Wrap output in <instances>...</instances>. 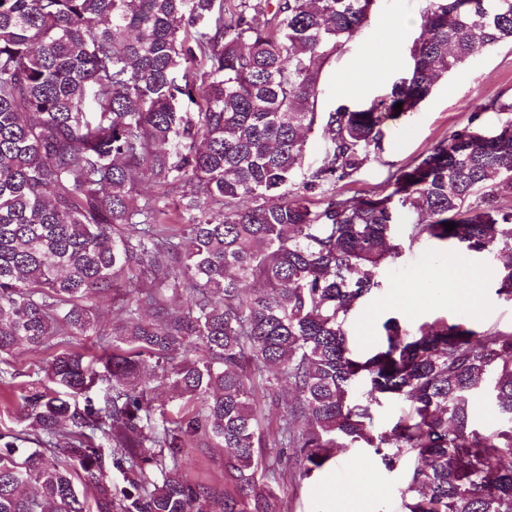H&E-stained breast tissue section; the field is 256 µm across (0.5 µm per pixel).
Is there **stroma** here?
<instances>
[{"mask_svg":"<svg viewBox=\"0 0 512 512\" xmlns=\"http://www.w3.org/2000/svg\"><path fill=\"white\" fill-rule=\"evenodd\" d=\"M424 0H378L369 23L322 72V94L318 109L328 112L339 104H369L382 95L409 64V49L418 37L419 13ZM404 22L398 39L390 34L395 22ZM512 101V44L474 53L465 66L436 84L418 112L388 123L384 152L371 161L354 181L340 186L345 196L388 193L390 177L398 168L429 151L454 131L478 118L486 131L496 130L505 114L487 110L491 100ZM456 250L428 238L403 244L400 256L380 268L384 287L367 299L349 320V342L359 352L371 351L379 342L382 324L397 318L408 329L436 319L464 320L478 332L512 328V302L497 294V273L489 254H477L464 263L470 292L467 304H459L454 287L433 280L432 275L455 258ZM88 304L101 311L100 334L67 337L66 348L97 356L105 332L126 313L113 306L111 299L88 297ZM50 351L18 346L0 358V372L13 374L12 386L0 385V431L20 434L26 423L20 417L17 390L36 380L50 359ZM224 447L209 439L192 444L187 450L184 478L215 490L224 488ZM281 464V475L272 488L282 512H345L365 505L369 512H404L401 491L409 463L389 470L371 450L350 448L339 453L322 470L307 479L300 478L293 460Z\"/></svg>","mask_w":512,"mask_h":512,"instance_id":"35a3bbf8","label":"stroma"}]
</instances>
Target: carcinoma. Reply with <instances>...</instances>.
I'll list each match as a JSON object with an SVG mask.
<instances>
[{
    "mask_svg": "<svg viewBox=\"0 0 512 512\" xmlns=\"http://www.w3.org/2000/svg\"><path fill=\"white\" fill-rule=\"evenodd\" d=\"M375 5L0 0V354L96 332L83 299L144 282L112 347L53 354L20 395L35 448L19 458L0 433V512H86L78 480L98 512H280L256 473L260 406L282 402L284 380L274 446L298 449L300 478L364 445L389 470L416 457L406 512H512V331L443 319L409 332L391 317L366 355L347 331L399 257L398 232L491 253L512 301V118L455 131L385 195L325 194L380 157L385 122L474 52L512 43V0H425L407 74L367 107L317 111L323 68ZM319 126L320 163L298 182ZM135 175L158 193L138 198ZM148 358L184 400L159 423ZM484 390L491 433L469 410ZM382 398L410 410L376 432ZM202 437L227 449L222 494L182 478Z\"/></svg>",
    "mask_w": 512,
    "mask_h": 512,
    "instance_id": "carcinoma-1",
    "label": "carcinoma"
}]
</instances>
